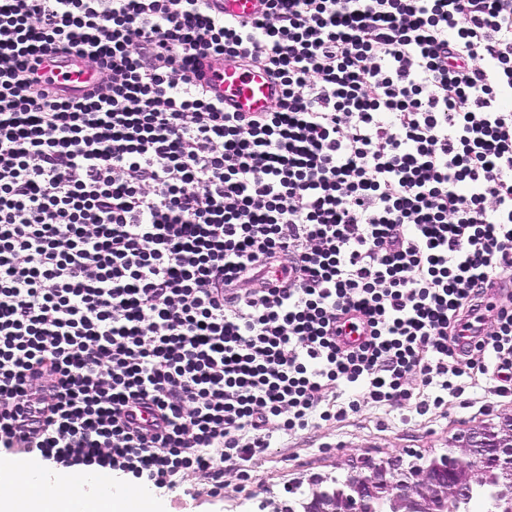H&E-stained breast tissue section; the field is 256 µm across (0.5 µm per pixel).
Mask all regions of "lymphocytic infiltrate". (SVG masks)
Segmentation results:
<instances>
[{
    "label": "lymphocytic infiltrate",
    "instance_id": "lymphocytic-infiltrate-1",
    "mask_svg": "<svg viewBox=\"0 0 512 512\" xmlns=\"http://www.w3.org/2000/svg\"><path fill=\"white\" fill-rule=\"evenodd\" d=\"M261 4L0 0L1 452L218 498L274 435L512 392V0ZM222 9L224 16L244 19L253 16L259 10V0H215ZM46 79L67 94H81L99 81L97 71L90 69L78 57L45 63ZM214 71L215 75L210 74L213 91L238 111L269 112L276 105L278 86L265 72L225 61L215 64Z\"/></svg>",
    "mask_w": 512,
    "mask_h": 512
}]
</instances>
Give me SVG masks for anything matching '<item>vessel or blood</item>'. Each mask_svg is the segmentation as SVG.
Returning <instances> with one entry per match:
<instances>
[{"label": "vessel or blood", "instance_id": "obj_1", "mask_svg": "<svg viewBox=\"0 0 512 512\" xmlns=\"http://www.w3.org/2000/svg\"><path fill=\"white\" fill-rule=\"evenodd\" d=\"M225 16L244 19L259 10L260 0H217ZM47 80L69 94H80L99 80L97 71L77 57L46 63ZM216 95L241 112H268L278 100V87L265 72L226 62L215 66L211 78Z\"/></svg>", "mask_w": 512, "mask_h": 512}]
</instances>
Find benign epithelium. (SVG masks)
<instances>
[{
	"mask_svg": "<svg viewBox=\"0 0 512 512\" xmlns=\"http://www.w3.org/2000/svg\"><path fill=\"white\" fill-rule=\"evenodd\" d=\"M494 483L512 492V418L460 433L448 451L407 464L365 458L342 480L315 490L302 512H459L473 489Z\"/></svg>",
	"mask_w": 512,
	"mask_h": 512,
	"instance_id": "1",
	"label": "benign epithelium"
}]
</instances>
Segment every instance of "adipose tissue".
Masks as SVG:
<instances>
[{
  "label": "adipose tissue",
  "instance_id": "ef3b65f1",
  "mask_svg": "<svg viewBox=\"0 0 512 512\" xmlns=\"http://www.w3.org/2000/svg\"><path fill=\"white\" fill-rule=\"evenodd\" d=\"M83 483L94 486L90 497L73 494L69 486L54 489L43 486L38 472L32 468H0V512H11L12 501L18 492H26L33 512H102L111 504L130 503L135 512H155L151 501L142 494L122 485H101L86 475Z\"/></svg>",
  "mask_w": 512,
  "mask_h": 512
}]
</instances>
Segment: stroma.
I'll return each mask as SVG.
<instances>
[{
	"instance_id": "obj_1",
	"label": "stroma",
	"mask_w": 512,
	"mask_h": 512,
	"mask_svg": "<svg viewBox=\"0 0 512 512\" xmlns=\"http://www.w3.org/2000/svg\"><path fill=\"white\" fill-rule=\"evenodd\" d=\"M512 417V396L497 395L493 382L466 389L446 406L418 415L412 408L362 406L342 422L277 439L249 464H224V496L196 499L182 492L158 493L162 512H264L265 502L296 506L313 490L314 479L344 477L364 457L409 459L444 451L449 440L502 418Z\"/></svg>"
}]
</instances>
